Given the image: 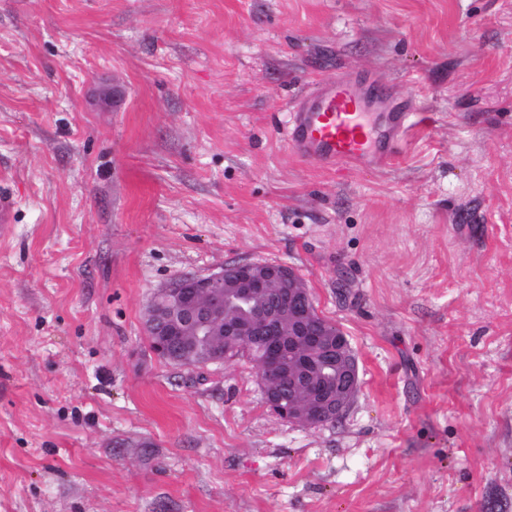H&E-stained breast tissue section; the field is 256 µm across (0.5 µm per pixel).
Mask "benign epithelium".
Listing matches in <instances>:
<instances>
[{
    "label": "benign epithelium",
    "mask_w": 512,
    "mask_h": 512,
    "mask_svg": "<svg viewBox=\"0 0 512 512\" xmlns=\"http://www.w3.org/2000/svg\"><path fill=\"white\" fill-rule=\"evenodd\" d=\"M328 325L305 281L278 262L175 278L153 294L144 315L146 335L156 337L152 351L180 367L221 365L262 340L265 403L304 427L342 419L359 390L348 341Z\"/></svg>",
    "instance_id": "obj_1"
}]
</instances>
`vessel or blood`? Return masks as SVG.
Listing matches in <instances>:
<instances>
[{
	"instance_id": "1",
	"label": "vessel or blood",
	"mask_w": 512,
	"mask_h": 512,
	"mask_svg": "<svg viewBox=\"0 0 512 512\" xmlns=\"http://www.w3.org/2000/svg\"><path fill=\"white\" fill-rule=\"evenodd\" d=\"M388 96V89L363 71H343L316 84L289 113V148L326 168L391 164L404 153L420 117L409 105L387 106Z\"/></svg>"
}]
</instances>
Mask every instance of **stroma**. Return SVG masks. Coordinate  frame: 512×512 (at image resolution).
I'll return each instance as SVG.
<instances>
[{"label":"stroma","instance_id":"1","mask_svg":"<svg viewBox=\"0 0 512 512\" xmlns=\"http://www.w3.org/2000/svg\"><path fill=\"white\" fill-rule=\"evenodd\" d=\"M355 69L429 120L340 177L283 125ZM4 195L0 512H512V0H0ZM256 261L347 337L342 421L150 350Z\"/></svg>","mask_w":512,"mask_h":512}]
</instances>
